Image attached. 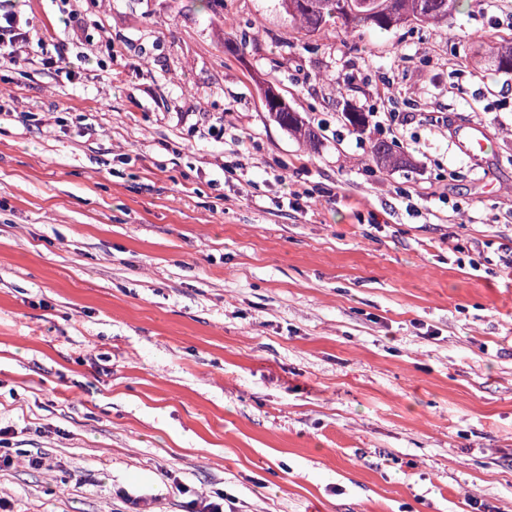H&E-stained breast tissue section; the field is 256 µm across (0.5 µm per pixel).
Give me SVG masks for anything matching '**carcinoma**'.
<instances>
[{
	"label": "carcinoma",
	"instance_id": "obj_1",
	"mask_svg": "<svg viewBox=\"0 0 512 512\" xmlns=\"http://www.w3.org/2000/svg\"><path fill=\"white\" fill-rule=\"evenodd\" d=\"M461 0H278L296 33L311 36L334 26L346 32L364 29L389 31L411 24H438L457 10ZM493 66L512 72V45L490 47ZM264 107L271 117L311 148L319 142L317 134L296 112L288 100L269 84L264 89ZM371 160L379 168L410 165L406 156L380 141L372 146Z\"/></svg>",
	"mask_w": 512,
	"mask_h": 512
}]
</instances>
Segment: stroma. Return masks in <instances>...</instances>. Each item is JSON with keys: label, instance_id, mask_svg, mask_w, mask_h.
<instances>
[{"label": "stroma", "instance_id": "stroma-1", "mask_svg": "<svg viewBox=\"0 0 512 512\" xmlns=\"http://www.w3.org/2000/svg\"><path fill=\"white\" fill-rule=\"evenodd\" d=\"M16 8L7 512L217 492L226 512H512V73L483 60L512 0L304 38L276 0ZM269 84L317 148L268 116ZM471 125L484 154L458 142ZM377 141L410 167L377 169Z\"/></svg>", "mask_w": 512, "mask_h": 512}]
</instances>
